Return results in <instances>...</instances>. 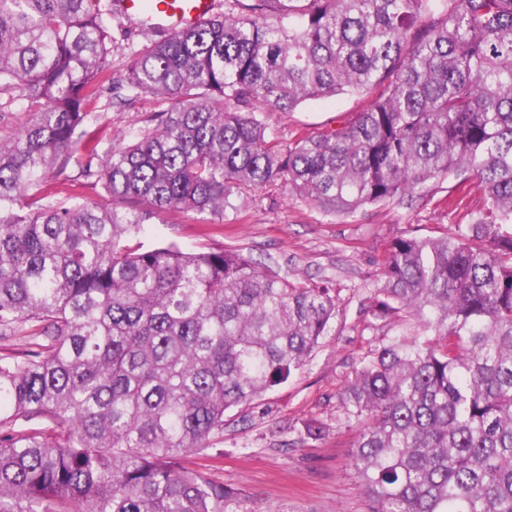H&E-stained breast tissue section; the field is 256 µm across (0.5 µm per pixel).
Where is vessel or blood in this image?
<instances>
[{
    "label": "vessel or blood",
    "mask_w": 512,
    "mask_h": 512,
    "mask_svg": "<svg viewBox=\"0 0 512 512\" xmlns=\"http://www.w3.org/2000/svg\"><path fill=\"white\" fill-rule=\"evenodd\" d=\"M118 13L142 29L171 33L197 26L216 8L215 0H157L154 9H146L143 0H118Z\"/></svg>",
    "instance_id": "1"
}]
</instances>
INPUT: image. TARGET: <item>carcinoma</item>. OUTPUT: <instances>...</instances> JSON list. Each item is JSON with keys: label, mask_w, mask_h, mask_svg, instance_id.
I'll return each mask as SVG.
<instances>
[{"label": "carcinoma", "mask_w": 512, "mask_h": 512, "mask_svg": "<svg viewBox=\"0 0 512 512\" xmlns=\"http://www.w3.org/2000/svg\"><path fill=\"white\" fill-rule=\"evenodd\" d=\"M101 0H0V512H224L233 492L182 456L229 410L286 383L328 335L334 289L235 247L145 248L153 215L224 223L280 181L327 214L472 178L485 209L393 239L378 341L340 393L369 512H512V0H224V17L143 46L119 80L168 107L100 153L110 79ZM368 98L288 148L264 112ZM108 200L37 194L70 158ZM134 204L120 211L112 201Z\"/></svg>", "instance_id": "1"}]
</instances>
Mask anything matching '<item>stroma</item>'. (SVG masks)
<instances>
[{
    "mask_svg": "<svg viewBox=\"0 0 512 512\" xmlns=\"http://www.w3.org/2000/svg\"><path fill=\"white\" fill-rule=\"evenodd\" d=\"M112 35L109 63L116 74L125 72L152 38L118 14L112 17ZM366 103L359 94L308 101L293 112L266 113L265 123L270 134L287 144L301 130L338 127ZM161 108L160 98L149 94L126 106L97 109L101 150L130 140ZM457 185L451 175L429 183L419 197L336 216L276 183L239 201L220 224H204L199 216L178 211L161 213L146 224L141 235L146 244L173 241L188 251L239 247L289 281L326 279L336 290L340 314L304 368L250 405L228 411L224 432L212 447L183 460L184 466L205 471L235 491L228 512H368L352 464L357 430L344 422L339 394L359 357L410 323L396 310L382 317L372 311V275L390 242L403 234L440 235L464 223L465 212L482 211L483 195L476 188L466 209L449 205ZM312 422L323 424V437L307 435Z\"/></svg>",
    "mask_w": 512,
    "mask_h": 512,
    "instance_id": "1",
    "label": "stroma"
}]
</instances>
